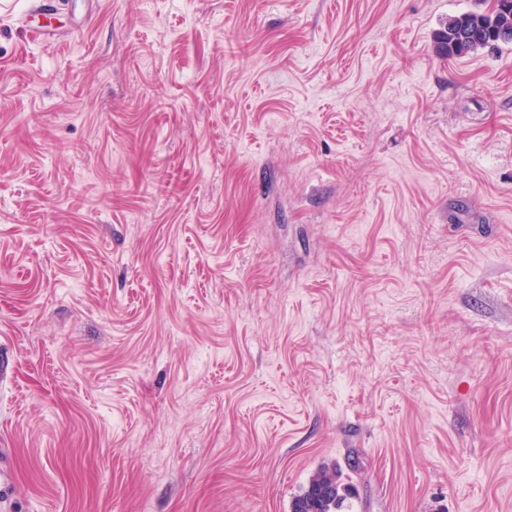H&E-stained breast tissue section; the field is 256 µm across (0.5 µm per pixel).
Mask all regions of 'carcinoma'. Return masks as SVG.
<instances>
[{"instance_id":"1","label":"carcinoma","mask_w":512,"mask_h":512,"mask_svg":"<svg viewBox=\"0 0 512 512\" xmlns=\"http://www.w3.org/2000/svg\"><path fill=\"white\" fill-rule=\"evenodd\" d=\"M512 32V0H500L497 12L490 15L473 10L455 16L440 32L437 51L448 57L465 56L479 48L503 42L500 33ZM348 494V487L340 480V473L333 470L318 472L307 488L292 501V512H339Z\"/></svg>"}]
</instances>
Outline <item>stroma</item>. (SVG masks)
<instances>
[{
	"mask_svg": "<svg viewBox=\"0 0 512 512\" xmlns=\"http://www.w3.org/2000/svg\"><path fill=\"white\" fill-rule=\"evenodd\" d=\"M0 0V512H512V43L489 0ZM492 1L489 15L481 10H473L455 16L448 21L440 32L437 51L448 58L465 56L478 48L498 43H511L512 37L503 39L500 33L509 30L512 33V0ZM348 494V487L335 469L318 472L307 488L292 501V512H338Z\"/></svg>",
	"mask_w": 512,
	"mask_h": 512,
	"instance_id": "obj_1",
	"label": "stroma"
}]
</instances>
